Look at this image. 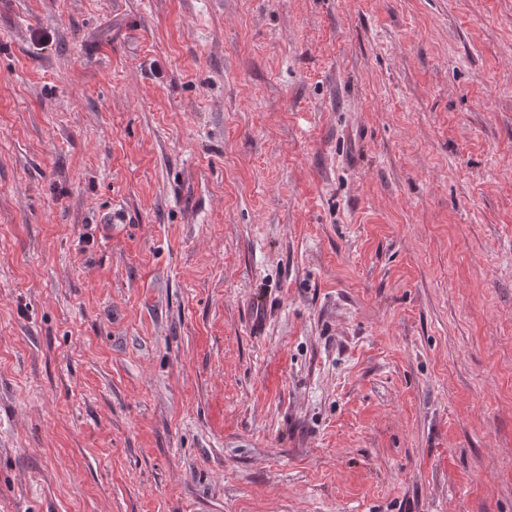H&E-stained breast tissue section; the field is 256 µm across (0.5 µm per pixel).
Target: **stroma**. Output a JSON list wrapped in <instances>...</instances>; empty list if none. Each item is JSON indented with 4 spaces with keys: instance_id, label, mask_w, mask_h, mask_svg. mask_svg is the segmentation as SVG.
Wrapping results in <instances>:
<instances>
[{
    "instance_id": "obj_1",
    "label": "stroma",
    "mask_w": 512,
    "mask_h": 512,
    "mask_svg": "<svg viewBox=\"0 0 512 512\" xmlns=\"http://www.w3.org/2000/svg\"><path fill=\"white\" fill-rule=\"evenodd\" d=\"M0 512H512V0H0Z\"/></svg>"
}]
</instances>
